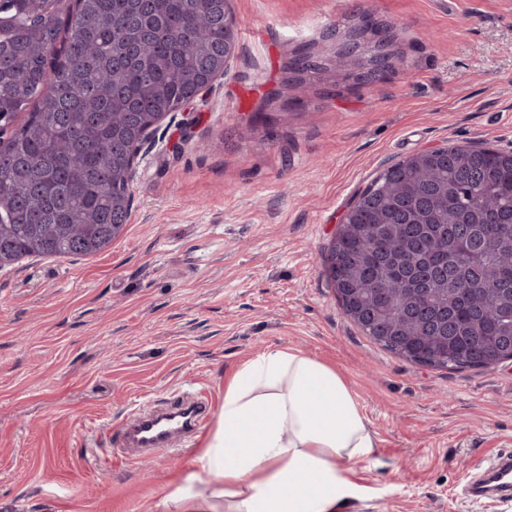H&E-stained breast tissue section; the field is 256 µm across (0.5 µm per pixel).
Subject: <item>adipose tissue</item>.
I'll return each instance as SVG.
<instances>
[{"mask_svg":"<svg viewBox=\"0 0 512 512\" xmlns=\"http://www.w3.org/2000/svg\"><path fill=\"white\" fill-rule=\"evenodd\" d=\"M375 435L347 381L316 358L270 348L242 363L197 462L216 484L179 486V512H336L356 486L344 463Z\"/></svg>","mask_w":512,"mask_h":512,"instance_id":"obj_1","label":"adipose tissue"}]
</instances>
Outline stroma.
Returning a JSON list of instances; mask_svg holds the SVG:
<instances>
[{
    "label": "stroma",
    "instance_id": "obj_1",
    "mask_svg": "<svg viewBox=\"0 0 512 512\" xmlns=\"http://www.w3.org/2000/svg\"><path fill=\"white\" fill-rule=\"evenodd\" d=\"M238 47L207 97L143 145L123 233L100 253L0 270V512H149L187 477L229 376L274 346L342 372L373 461H347L339 512H512L465 486L512 452V362L441 370L387 351L346 316L327 249L377 173L429 149L512 151V0H232ZM392 26L397 71L297 85L354 12ZM210 397L191 445L105 464L107 433L185 388ZM312 57H317L306 49H302L295 53L288 61V71L295 75L294 81L296 84H303L305 77L311 73H319L324 71V65H313L310 63Z\"/></svg>",
    "mask_w": 512,
    "mask_h": 512
}]
</instances>
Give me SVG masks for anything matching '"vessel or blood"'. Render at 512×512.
I'll return each mask as SVG.
<instances>
[{"instance_id":"obj_1","label":"vessel or blood","mask_w":512,"mask_h":512,"mask_svg":"<svg viewBox=\"0 0 512 512\" xmlns=\"http://www.w3.org/2000/svg\"><path fill=\"white\" fill-rule=\"evenodd\" d=\"M210 405L206 395L189 393L187 401H176L163 414L149 409H137L128 421L110 433L112 452L123 458H132L133 446L146 449L174 445L176 440L189 438L205 423Z\"/></svg>"}]
</instances>
